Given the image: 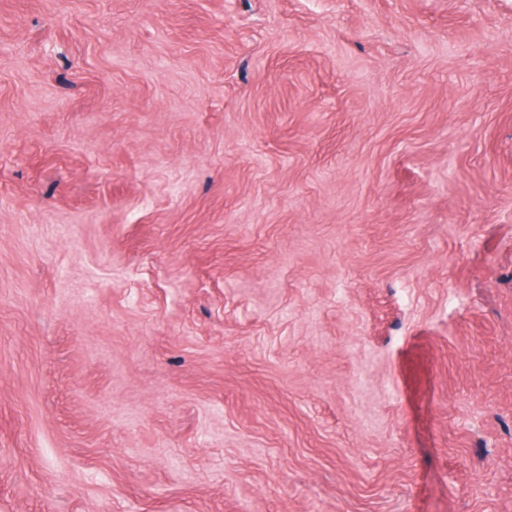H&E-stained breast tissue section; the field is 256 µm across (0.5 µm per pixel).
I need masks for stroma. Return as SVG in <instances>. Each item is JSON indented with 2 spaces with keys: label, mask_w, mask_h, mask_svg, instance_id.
<instances>
[{
  "label": "stroma",
  "mask_w": 512,
  "mask_h": 512,
  "mask_svg": "<svg viewBox=\"0 0 512 512\" xmlns=\"http://www.w3.org/2000/svg\"><path fill=\"white\" fill-rule=\"evenodd\" d=\"M0 512H512V0H0Z\"/></svg>",
  "instance_id": "1"
}]
</instances>
